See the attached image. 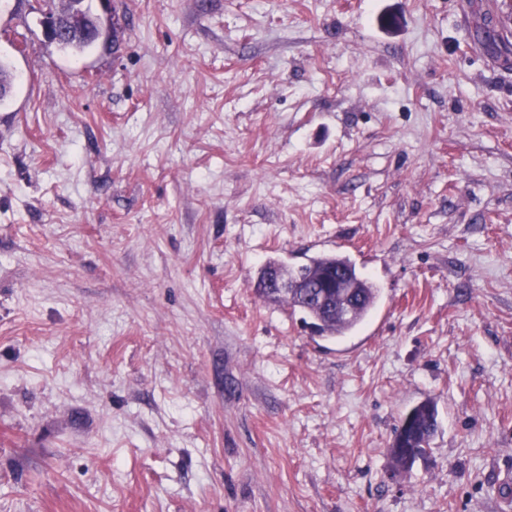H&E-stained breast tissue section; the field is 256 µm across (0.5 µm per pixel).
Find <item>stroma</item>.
<instances>
[{
  "label": "stroma",
  "instance_id": "35a3bbf8",
  "mask_svg": "<svg viewBox=\"0 0 512 512\" xmlns=\"http://www.w3.org/2000/svg\"><path fill=\"white\" fill-rule=\"evenodd\" d=\"M46 11L0 0V512H512V0H118L77 59ZM317 238L381 290L339 341L255 292ZM410 414V426L405 428L400 420L395 428L392 445L390 448H403L402 455L392 454L388 448V454L394 466L406 465L417 457H424L430 450L432 439L438 428V412L435 403L424 400L412 407L404 416ZM401 444L402 447H394Z\"/></svg>",
  "mask_w": 512,
  "mask_h": 512
}]
</instances>
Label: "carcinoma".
<instances>
[{
    "label": "carcinoma",
    "mask_w": 512,
    "mask_h": 512,
    "mask_svg": "<svg viewBox=\"0 0 512 512\" xmlns=\"http://www.w3.org/2000/svg\"><path fill=\"white\" fill-rule=\"evenodd\" d=\"M84 0H61L60 12L66 13L77 8L82 16L81 25L54 41L57 49L68 56L85 55L98 41L97 34L103 25L102 16L91 8L83 5ZM15 74L11 63L0 59V100L10 91ZM306 285L315 282L317 276L323 271H333L341 274L342 288L338 295L348 292L354 294L358 300L357 308L349 315L341 311L328 317L319 304L306 296V291L299 289L288 297V307L303 314V320L310 321V326L318 336L326 339H341L355 331L369 316L379 299V289L376 285L356 270L354 264L343 255L335 253L320 254L308 259L304 264L293 268H285L274 262L268 263ZM410 426L405 428L398 425L394 431L392 445H401L403 454L390 455L394 465H405L417 457L425 456L430 450L432 439L438 428V412L435 403L424 400L412 407Z\"/></svg>",
    "instance_id": "carcinoma-1"
}]
</instances>
